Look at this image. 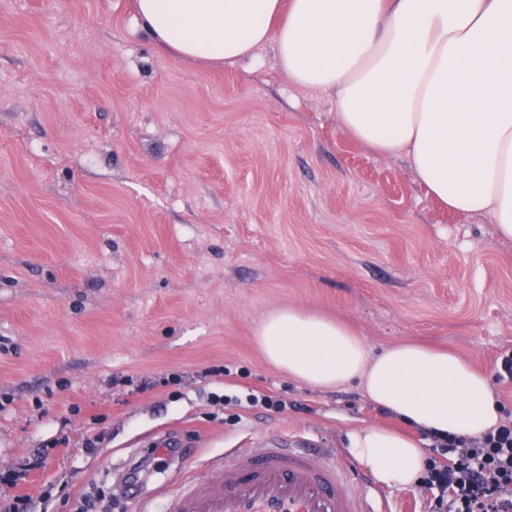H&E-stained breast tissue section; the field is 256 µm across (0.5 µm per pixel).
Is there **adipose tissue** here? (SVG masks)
Segmentation results:
<instances>
[{
	"label": "adipose tissue",
	"instance_id": "ef3b65f1",
	"mask_svg": "<svg viewBox=\"0 0 512 512\" xmlns=\"http://www.w3.org/2000/svg\"><path fill=\"white\" fill-rule=\"evenodd\" d=\"M165 53L235 63L270 45L299 86L334 93L336 119L381 154H404L449 210L490 217L512 241V0H135ZM265 357L317 388L358 382L421 432L480 436L501 423L485 373L457 355L401 343L370 355L340 322L301 308L266 314ZM349 448L381 484L410 486L424 452L401 432L351 431Z\"/></svg>",
	"mask_w": 512,
	"mask_h": 512
}]
</instances>
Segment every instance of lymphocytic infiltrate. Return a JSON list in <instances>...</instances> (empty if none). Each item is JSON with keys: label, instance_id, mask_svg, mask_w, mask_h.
<instances>
[{"label": "lymphocytic infiltrate", "instance_id": "lymphocytic-infiltrate-1", "mask_svg": "<svg viewBox=\"0 0 512 512\" xmlns=\"http://www.w3.org/2000/svg\"><path fill=\"white\" fill-rule=\"evenodd\" d=\"M420 483L428 512H512V422L480 437L434 438Z\"/></svg>", "mask_w": 512, "mask_h": 512}]
</instances>
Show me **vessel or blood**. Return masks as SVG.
Segmentation results:
<instances>
[{"mask_svg": "<svg viewBox=\"0 0 512 512\" xmlns=\"http://www.w3.org/2000/svg\"><path fill=\"white\" fill-rule=\"evenodd\" d=\"M171 512H377L350 486L335 449L262 443L205 463L177 489Z\"/></svg>", "mask_w": 512, "mask_h": 512, "instance_id": "vessel-or-blood-1", "label": "vessel or blood"}]
</instances>
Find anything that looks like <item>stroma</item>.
Segmentation results:
<instances>
[{"mask_svg": "<svg viewBox=\"0 0 512 512\" xmlns=\"http://www.w3.org/2000/svg\"><path fill=\"white\" fill-rule=\"evenodd\" d=\"M299 307L512 378V242L441 208L405 157L336 121L273 47L213 66L159 53L133 0H0V496L109 502L153 448L159 487L268 436L401 428L356 383L310 387L254 332ZM266 394L282 402L253 403ZM102 435V451L83 444Z\"/></svg>", "mask_w": 512, "mask_h": 512, "instance_id": "35a3bbf8", "label": "stroma"}]
</instances>
